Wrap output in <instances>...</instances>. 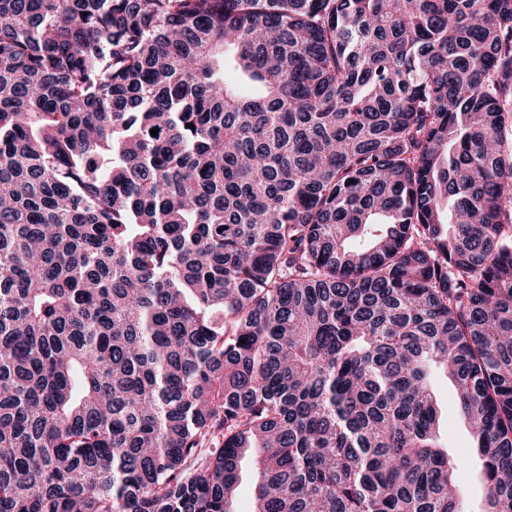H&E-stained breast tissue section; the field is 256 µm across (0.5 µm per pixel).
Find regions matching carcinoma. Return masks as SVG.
I'll return each mask as SVG.
<instances>
[{
    "mask_svg": "<svg viewBox=\"0 0 512 512\" xmlns=\"http://www.w3.org/2000/svg\"><path fill=\"white\" fill-rule=\"evenodd\" d=\"M434 367L512 512V0H0V512H465ZM256 475V460L254 457L246 455L242 462V483L237 503L239 512H251L253 510V485Z\"/></svg>",
    "mask_w": 512,
    "mask_h": 512,
    "instance_id": "obj_1",
    "label": "carcinoma"
}]
</instances>
